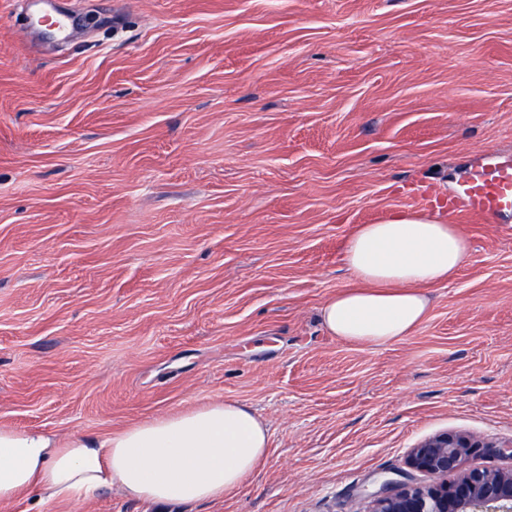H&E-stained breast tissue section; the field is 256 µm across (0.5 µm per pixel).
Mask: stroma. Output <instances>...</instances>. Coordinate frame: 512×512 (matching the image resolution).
<instances>
[{"label": "stroma", "instance_id": "35a3bbf8", "mask_svg": "<svg viewBox=\"0 0 512 512\" xmlns=\"http://www.w3.org/2000/svg\"><path fill=\"white\" fill-rule=\"evenodd\" d=\"M0 0V427L107 436L214 399L270 448L167 512H366L437 434L512 467V223L383 346L328 335L348 238L512 154V0ZM0 512H157L120 486Z\"/></svg>", "mask_w": 512, "mask_h": 512}]
</instances>
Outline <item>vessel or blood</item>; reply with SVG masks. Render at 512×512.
Segmentation results:
<instances>
[{
    "label": "vessel or blood",
    "instance_id": "b4317fda",
    "mask_svg": "<svg viewBox=\"0 0 512 512\" xmlns=\"http://www.w3.org/2000/svg\"><path fill=\"white\" fill-rule=\"evenodd\" d=\"M448 214L481 224L512 222V157L488 153L470 165L456 184Z\"/></svg>",
    "mask_w": 512,
    "mask_h": 512
}]
</instances>
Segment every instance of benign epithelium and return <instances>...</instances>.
<instances>
[{
  "instance_id": "benign-epithelium-1",
  "label": "benign epithelium",
  "mask_w": 512,
  "mask_h": 512,
  "mask_svg": "<svg viewBox=\"0 0 512 512\" xmlns=\"http://www.w3.org/2000/svg\"><path fill=\"white\" fill-rule=\"evenodd\" d=\"M473 447L471 436L448 432L420 443L408 464L431 482L387 481L372 496L369 512H512V469H462V457Z\"/></svg>"
}]
</instances>
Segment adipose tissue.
<instances>
[{"instance_id":"adipose-tissue-1","label":"adipose tissue","mask_w":512,"mask_h":512,"mask_svg":"<svg viewBox=\"0 0 512 512\" xmlns=\"http://www.w3.org/2000/svg\"><path fill=\"white\" fill-rule=\"evenodd\" d=\"M467 254L454 225L425 213L359 225L344 251L356 285L329 298L320 321L356 345L410 335L429 312L425 286L452 280ZM268 448L265 422L234 400L164 414L105 438L0 427V504L26 492L42 502L71 501L114 483L156 506L220 500L259 468Z\"/></svg>"}]
</instances>
